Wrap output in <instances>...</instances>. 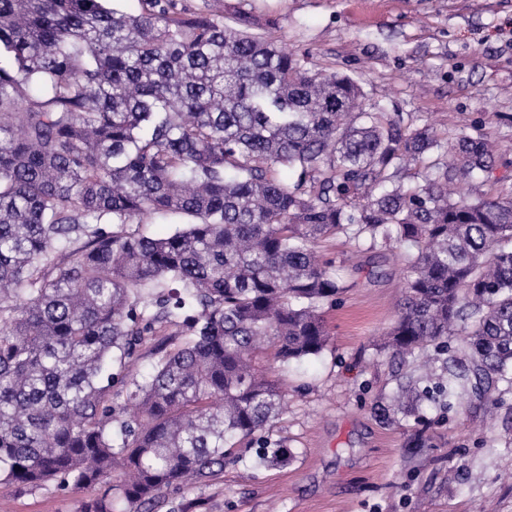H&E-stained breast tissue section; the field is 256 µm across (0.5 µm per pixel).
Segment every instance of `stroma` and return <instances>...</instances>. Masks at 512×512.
Wrapping results in <instances>:
<instances>
[{
  "instance_id": "obj_1",
  "label": "stroma",
  "mask_w": 512,
  "mask_h": 512,
  "mask_svg": "<svg viewBox=\"0 0 512 512\" xmlns=\"http://www.w3.org/2000/svg\"><path fill=\"white\" fill-rule=\"evenodd\" d=\"M223 10L226 25L248 22L305 68L355 78L366 109L412 114L446 138L487 137L495 171L478 191L512 198V0H223ZM320 251L346 287L323 309L325 349L286 366L256 358L287 392L266 436L292 459L256 467L241 449L156 512H512V379L397 411L398 385L425 388L441 369L379 344L404 284L398 251L342 235ZM99 492L7 488L0 512H76Z\"/></svg>"
}]
</instances>
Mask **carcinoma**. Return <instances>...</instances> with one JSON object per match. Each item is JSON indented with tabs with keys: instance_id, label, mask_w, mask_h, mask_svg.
Instances as JSON below:
<instances>
[{
	"instance_id": "1",
	"label": "carcinoma",
	"mask_w": 512,
	"mask_h": 512,
	"mask_svg": "<svg viewBox=\"0 0 512 512\" xmlns=\"http://www.w3.org/2000/svg\"><path fill=\"white\" fill-rule=\"evenodd\" d=\"M106 2L0 0V485L108 482L77 512H134L244 443L287 464L260 437L285 393L253 357L326 347L345 286L317 247L338 234L406 247L387 348L457 335L475 380L512 371V199L473 193L487 138L366 112L354 78L219 11ZM144 215L177 228L147 236ZM461 380L445 369L434 395ZM179 336H146L139 346V365L141 371L147 373L155 361L158 349Z\"/></svg>"
}]
</instances>
